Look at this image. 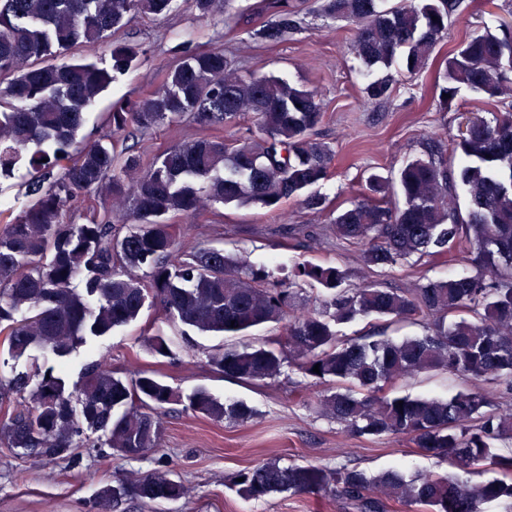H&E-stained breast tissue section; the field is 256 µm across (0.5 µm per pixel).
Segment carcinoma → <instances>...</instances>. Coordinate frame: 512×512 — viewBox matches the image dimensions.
I'll return each instance as SVG.
<instances>
[{"label": "carcinoma", "instance_id": "cac0c4a2", "mask_svg": "<svg viewBox=\"0 0 512 512\" xmlns=\"http://www.w3.org/2000/svg\"><path fill=\"white\" fill-rule=\"evenodd\" d=\"M175 0H0V176L25 161L35 170L30 203L16 212L0 201V345L15 356L33 348L59 358L88 336H105L134 321L146 306L200 332L243 335L281 324L285 343H249L212 353L208 366L228 378L260 382L285 366L325 385L315 404L354 436H398L448 463L451 475H377L340 466H282L271 459L237 471L233 487L244 499L272 493H334L357 512H386L388 502L418 512H482L486 503L512 499V408L503 409L496 385L512 393V112L479 119L449 145L435 140L427 157L405 162L395 179L372 174L359 198L336 210V236L357 247L373 271L413 255H451L470 273L420 281L406 290L378 283L343 287L336 265L298 263L285 279L199 246L182 248L179 218L188 221L204 201L259 204L290 216L300 197L311 210L326 198L309 189L328 180L332 149L315 138L324 119L317 89L296 88L275 76L241 75L222 49L178 46V60L157 91L117 101L108 114L112 145L77 140L86 111L129 69L136 45L111 48L112 70L91 63L44 64L52 47L96 44L135 15L165 17ZM322 0L320 11L356 28L354 54L377 66L416 75L427 65L459 0ZM265 24L252 31L279 43L297 30L288 0H266ZM437 20H432V17ZM437 108L450 112L466 88L496 105L512 98V29L471 33L443 60ZM392 73L372 78L364 103L391 96ZM256 118L255 132L226 139L209 133ZM188 121L200 136L143 162L138 137L166 122ZM468 210L458 208L459 194ZM91 197L99 214L87 224L64 221L68 208ZM121 215L133 228L116 225ZM85 279L84 292L72 288ZM314 282L327 294L320 308L297 305L295 285ZM422 322L427 333L392 341L376 334L344 337L338 326L360 318ZM319 365L320 373L313 372ZM455 375L473 387L448 399L390 392L422 373ZM180 394L153 373L128 380L102 363L88 369L76 391L48 370L36 384L27 376L0 380V443L46 460L73 458L78 438L101 431L104 445L133 459L157 447L159 411ZM187 407L213 420L245 422L254 411L207 390ZM498 476L480 480L481 467ZM186 488L167 472L101 487L98 512L127 499L173 502Z\"/></svg>", "mask_w": 512, "mask_h": 512}]
</instances>
